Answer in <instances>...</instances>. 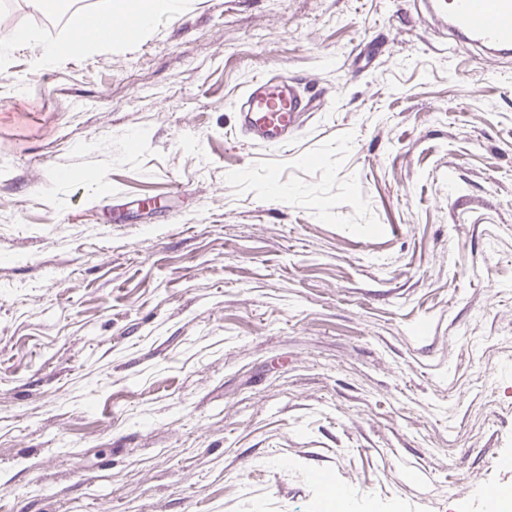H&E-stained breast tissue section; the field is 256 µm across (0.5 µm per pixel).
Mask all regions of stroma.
Returning a JSON list of instances; mask_svg holds the SVG:
<instances>
[{
    "instance_id": "1",
    "label": "stroma",
    "mask_w": 512,
    "mask_h": 512,
    "mask_svg": "<svg viewBox=\"0 0 512 512\" xmlns=\"http://www.w3.org/2000/svg\"><path fill=\"white\" fill-rule=\"evenodd\" d=\"M73 2L9 19L53 40ZM283 75L317 108L251 142L235 104ZM507 458L512 60L425 0H178L12 51L0 512H486ZM171 5L168 0H125L121 3L103 0L99 2L95 13L103 18L110 19L109 23H101L93 13H89L87 20L86 14H78L73 20V30L69 35L48 42L39 39L29 29L4 28L0 34V65H2V57H5L9 50L26 45L32 49V64L39 68H49L63 57L82 55L93 44H112L113 37L104 35H90L75 41L74 34L82 31L86 22L92 30L112 33L118 32V29L121 28L123 31L131 32L134 26L129 22L112 21V19H125L135 23L138 30H144L152 25L159 12L168 9ZM65 49H68L69 52L65 53Z\"/></svg>"
}]
</instances>
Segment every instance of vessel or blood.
<instances>
[{
    "label": "vessel or blood",
    "mask_w": 512,
    "mask_h": 512,
    "mask_svg": "<svg viewBox=\"0 0 512 512\" xmlns=\"http://www.w3.org/2000/svg\"><path fill=\"white\" fill-rule=\"evenodd\" d=\"M447 16L449 33L477 49L486 66L512 55V0H447ZM313 108L296 81L258 78L239 101V128L252 141L279 146Z\"/></svg>",
    "instance_id": "obj_1"
}]
</instances>
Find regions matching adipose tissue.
<instances>
[{
    "instance_id": "1",
    "label": "adipose tissue",
    "mask_w": 512,
    "mask_h": 512,
    "mask_svg": "<svg viewBox=\"0 0 512 512\" xmlns=\"http://www.w3.org/2000/svg\"><path fill=\"white\" fill-rule=\"evenodd\" d=\"M168 0H100L97 7L99 16L107 19H125L135 23L138 29L144 30L152 25L157 14L168 9ZM86 26L85 15H76L71 35L55 41H43L29 29L13 27L0 31V58L5 57L9 50L26 45L32 50V63L39 68H49L57 60L70 54L78 56L89 50L91 45L110 44L107 36L90 35L81 40H74L76 32H82Z\"/></svg>"
}]
</instances>
